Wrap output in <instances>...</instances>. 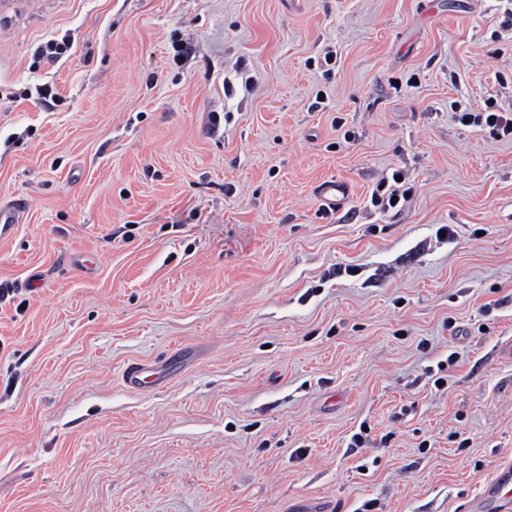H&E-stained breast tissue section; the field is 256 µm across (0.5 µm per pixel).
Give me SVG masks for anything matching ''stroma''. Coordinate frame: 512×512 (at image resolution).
Returning a JSON list of instances; mask_svg holds the SVG:
<instances>
[{"mask_svg": "<svg viewBox=\"0 0 512 512\" xmlns=\"http://www.w3.org/2000/svg\"><path fill=\"white\" fill-rule=\"evenodd\" d=\"M509 8L0 12V512H461L512 463V140L454 117L512 108ZM398 176H401V180H398ZM392 180L394 184L390 187L387 181L380 184L371 198L372 204L381 207L384 211L395 209L401 202H407L413 193V187H406L405 177L400 171L392 174ZM384 190H386L385 193L381 194L380 192ZM392 201H395V204H392ZM347 183L337 179L321 182L316 188V194L327 210L340 208L349 196ZM25 211L26 203L20 199L0 208V239L9 237L16 227L15 224L22 223ZM127 387L138 391H152L167 382V377L152 363H137L129 366L123 375Z\"/></svg>", "mask_w": 512, "mask_h": 512, "instance_id": "35a3bbf8", "label": "stroma"}]
</instances>
